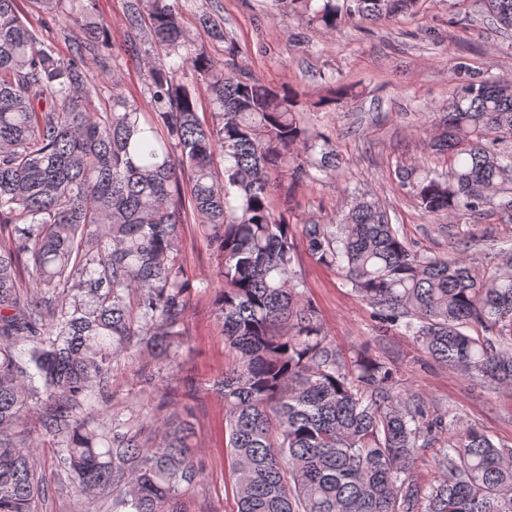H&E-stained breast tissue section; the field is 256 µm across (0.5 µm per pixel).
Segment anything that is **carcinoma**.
I'll return each instance as SVG.
<instances>
[{"mask_svg":"<svg viewBox=\"0 0 512 512\" xmlns=\"http://www.w3.org/2000/svg\"><path fill=\"white\" fill-rule=\"evenodd\" d=\"M29 2L48 26L76 24L82 40L63 59L18 0H0V512H36L43 437L81 496L181 512L203 474L191 425L169 417L143 437L115 410L92 427L83 407L104 394L117 353L144 344L172 354L195 288L179 257L189 211L224 282L217 316L232 360L220 392L237 512H512V448L431 414L397 365L336 349L294 270L302 245L372 306L380 335L411 336L459 374L511 389L512 250L491 273L463 250L421 254L369 193L335 224L291 225L274 192L341 169L331 138L303 124V93L213 60L183 28L181 0H140L128 23L147 19L168 62L148 67L149 108L115 78L100 110L85 66L106 36L93 0ZM279 2L297 24L333 31L395 20L420 0ZM480 2L512 30V0ZM198 21L226 39L208 14ZM457 75L433 140L448 170L403 166L396 177L432 215H480L496 195L512 210V75L463 61ZM21 266L41 299L23 290ZM20 343L40 391L27 387ZM442 433L445 479L423 493L410 480L417 449Z\"/></svg>","mask_w":512,"mask_h":512,"instance_id":"cac0c4a2","label":"carcinoma"}]
</instances>
